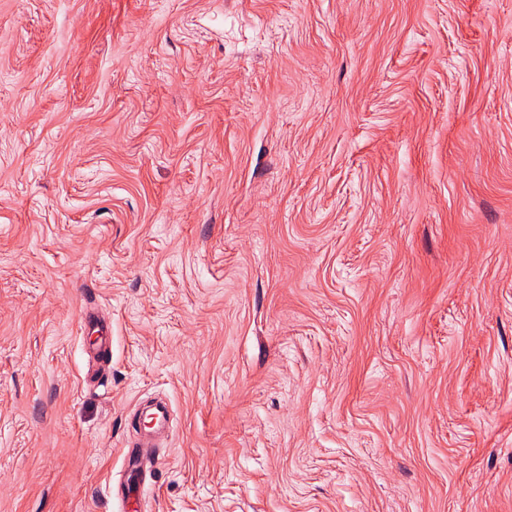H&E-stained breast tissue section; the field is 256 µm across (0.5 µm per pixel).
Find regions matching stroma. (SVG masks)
I'll list each match as a JSON object with an SVG mask.
<instances>
[{
    "label": "stroma",
    "instance_id": "stroma-1",
    "mask_svg": "<svg viewBox=\"0 0 512 512\" xmlns=\"http://www.w3.org/2000/svg\"><path fill=\"white\" fill-rule=\"evenodd\" d=\"M147 398L148 512H512V0H0V512ZM85 328L97 333L102 342L96 350L99 355L112 361V320L95 309H86L82 316Z\"/></svg>",
    "mask_w": 512,
    "mask_h": 512
}]
</instances>
